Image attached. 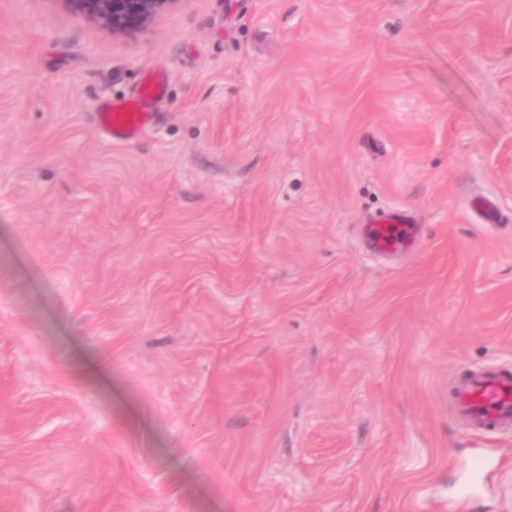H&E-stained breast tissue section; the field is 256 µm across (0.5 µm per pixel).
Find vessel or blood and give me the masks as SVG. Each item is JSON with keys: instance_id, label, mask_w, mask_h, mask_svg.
I'll return each mask as SVG.
<instances>
[{"instance_id": "vessel-or-blood-1", "label": "vessel or blood", "mask_w": 512, "mask_h": 512, "mask_svg": "<svg viewBox=\"0 0 512 512\" xmlns=\"http://www.w3.org/2000/svg\"><path fill=\"white\" fill-rule=\"evenodd\" d=\"M164 91L160 78L141 84L128 98L101 106L97 120L100 129L115 141L140 137L146 129L150 107ZM407 221L395 214L373 231L375 249L391 252L407 239ZM458 410L474 425L494 428L512 423V374L505 372H473L461 384L457 393Z\"/></svg>"}]
</instances>
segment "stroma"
Here are the masks:
<instances>
[{"mask_svg": "<svg viewBox=\"0 0 512 512\" xmlns=\"http://www.w3.org/2000/svg\"><path fill=\"white\" fill-rule=\"evenodd\" d=\"M166 76L115 143L97 105ZM409 216L390 254L371 218ZM512 0H0V512H512ZM112 37L128 36L151 26L183 0H63ZM459 413L480 428L512 423V374L471 372L457 393Z\"/></svg>", "mask_w": 512, "mask_h": 512, "instance_id": "35a3bbf8", "label": "stroma"}]
</instances>
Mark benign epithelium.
<instances>
[{"label": "benign epithelium", "mask_w": 512, "mask_h": 512, "mask_svg": "<svg viewBox=\"0 0 512 512\" xmlns=\"http://www.w3.org/2000/svg\"><path fill=\"white\" fill-rule=\"evenodd\" d=\"M67 8L84 14L102 31L128 36L151 26L183 0H63Z\"/></svg>", "instance_id": "1"}]
</instances>
